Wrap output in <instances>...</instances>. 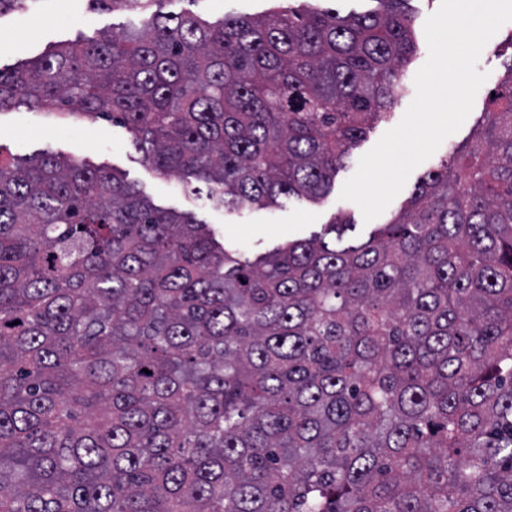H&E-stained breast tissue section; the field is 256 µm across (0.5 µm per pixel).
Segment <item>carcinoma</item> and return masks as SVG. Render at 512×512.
I'll list each match as a JSON object with an SVG mask.
<instances>
[{"label": "carcinoma", "mask_w": 512, "mask_h": 512, "mask_svg": "<svg viewBox=\"0 0 512 512\" xmlns=\"http://www.w3.org/2000/svg\"><path fill=\"white\" fill-rule=\"evenodd\" d=\"M89 2L137 18L0 69V112L120 124L227 210L326 196L419 51L412 0ZM491 91L367 240L340 211L253 261L107 168L0 151V512H512V55ZM269 3L268 0H165L162 10L170 15L194 12L215 22L230 12L250 15L263 13Z\"/></svg>", "instance_id": "carcinoma-1"}]
</instances>
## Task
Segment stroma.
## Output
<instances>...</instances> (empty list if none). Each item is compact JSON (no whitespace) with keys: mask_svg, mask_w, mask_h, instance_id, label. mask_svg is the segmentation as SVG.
Wrapping results in <instances>:
<instances>
[{"mask_svg":"<svg viewBox=\"0 0 512 512\" xmlns=\"http://www.w3.org/2000/svg\"><path fill=\"white\" fill-rule=\"evenodd\" d=\"M268 7L269 0H164L163 3L164 12L169 14L193 12L213 22L230 12L257 15ZM128 20V12L120 9L91 12L88 0H28L26 8L0 16V66L13 67L48 46L90 36L100 29L120 32ZM509 55H512V22L504 24L480 54L477 69L486 73L487 79L465 122L443 141L435 154L411 172L402 191L373 223L364 222L355 203L340 198L343 184L355 172L351 166L337 173L333 189L320 201L302 198L284 207L239 213L215 207L205 192L183 184L181 176L155 171L134 150L126 128L100 119L47 115L23 107L0 112V150L22 158L42 152L73 155L90 165L114 169L155 205L196 215L209 225L219 243L240 259L252 261L280 244L305 239L320 231L340 208L351 214L356 224L355 234L362 239L368 237L375 224L386 223L406 204L420 177L435 168L452 145L470 139L485 110L487 90L501 78L503 59Z\"/></svg>","mask_w":512,"mask_h":512,"instance_id":"35a3bbf8","label":"stroma"}]
</instances>
